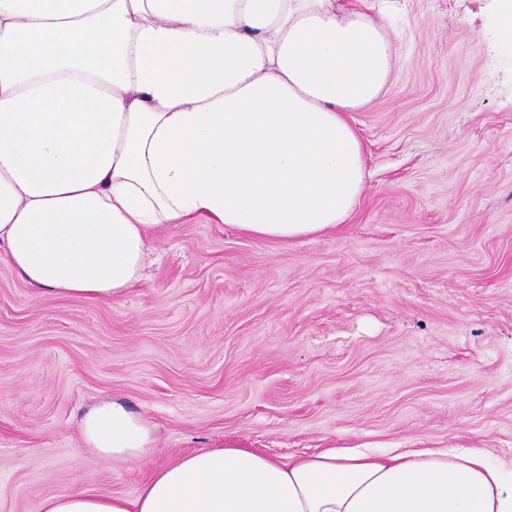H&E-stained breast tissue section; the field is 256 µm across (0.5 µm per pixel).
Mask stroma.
Instances as JSON below:
<instances>
[{
	"instance_id": "35a3bbf8",
	"label": "stroma",
	"mask_w": 512,
	"mask_h": 512,
	"mask_svg": "<svg viewBox=\"0 0 512 512\" xmlns=\"http://www.w3.org/2000/svg\"><path fill=\"white\" fill-rule=\"evenodd\" d=\"M363 6L396 60L352 115L368 176L339 231L282 246L170 224L119 303L37 294L0 263V512L131 495L219 441L512 462V50L496 0ZM104 398L150 419L148 457L83 444Z\"/></svg>"
}]
</instances>
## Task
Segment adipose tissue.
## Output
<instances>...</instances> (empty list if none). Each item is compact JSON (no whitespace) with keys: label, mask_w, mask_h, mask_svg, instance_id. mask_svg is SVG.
Here are the masks:
<instances>
[{"label":"adipose tissue","mask_w":512,"mask_h":512,"mask_svg":"<svg viewBox=\"0 0 512 512\" xmlns=\"http://www.w3.org/2000/svg\"><path fill=\"white\" fill-rule=\"evenodd\" d=\"M394 57L349 0H0V262L41 293L118 302L168 224L335 232L366 179L350 115ZM80 432L117 460L155 443L117 399ZM40 512H512V477L477 450L282 460L224 442L135 496L79 489Z\"/></svg>","instance_id":"ef3b65f1"}]
</instances>
